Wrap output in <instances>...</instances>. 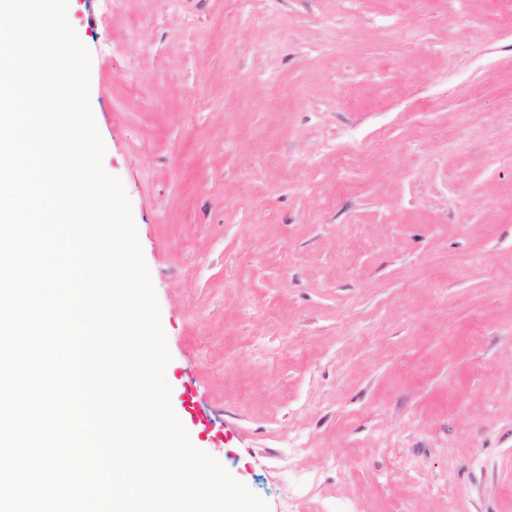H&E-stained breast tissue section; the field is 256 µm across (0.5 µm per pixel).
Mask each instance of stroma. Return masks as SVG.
I'll list each match as a JSON object with an SVG mask.
<instances>
[{
  "label": "stroma",
  "mask_w": 512,
  "mask_h": 512,
  "mask_svg": "<svg viewBox=\"0 0 512 512\" xmlns=\"http://www.w3.org/2000/svg\"><path fill=\"white\" fill-rule=\"evenodd\" d=\"M67 16L192 444L269 512H512V0Z\"/></svg>",
  "instance_id": "35a3bbf8"
}]
</instances>
